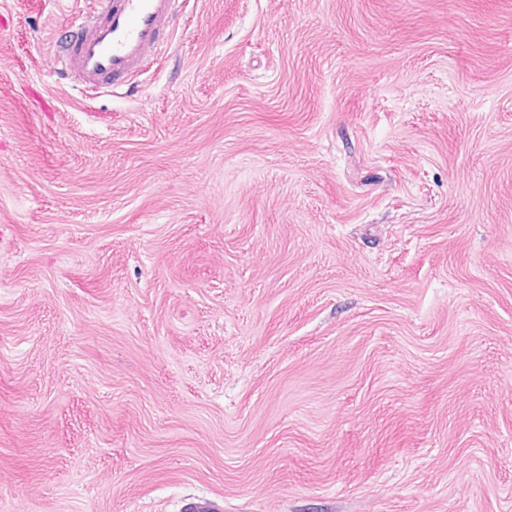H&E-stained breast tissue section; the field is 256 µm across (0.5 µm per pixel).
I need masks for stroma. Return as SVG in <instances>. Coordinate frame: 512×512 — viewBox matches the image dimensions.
I'll use <instances>...</instances> for the list:
<instances>
[{"label":"stroma","instance_id":"obj_1","mask_svg":"<svg viewBox=\"0 0 512 512\" xmlns=\"http://www.w3.org/2000/svg\"><path fill=\"white\" fill-rule=\"evenodd\" d=\"M0 0V512H512V0H186L136 87Z\"/></svg>","mask_w":512,"mask_h":512}]
</instances>
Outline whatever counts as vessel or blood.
I'll return each mask as SVG.
<instances>
[{
    "mask_svg": "<svg viewBox=\"0 0 512 512\" xmlns=\"http://www.w3.org/2000/svg\"><path fill=\"white\" fill-rule=\"evenodd\" d=\"M176 0H97L73 19L74 35L60 60L82 85L108 88L148 71L172 39Z\"/></svg>",
    "mask_w": 512,
    "mask_h": 512,
    "instance_id": "1",
    "label": "vessel or blood"
}]
</instances>
